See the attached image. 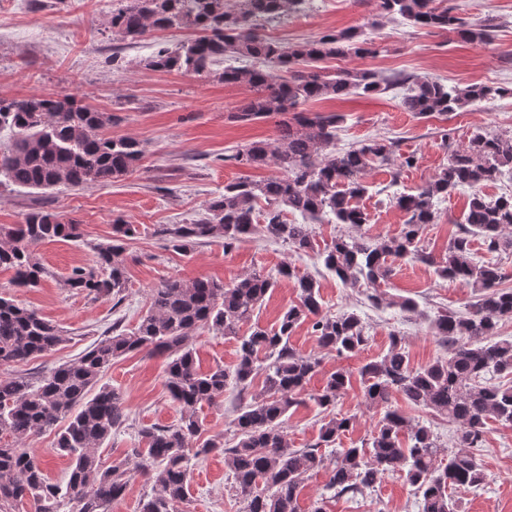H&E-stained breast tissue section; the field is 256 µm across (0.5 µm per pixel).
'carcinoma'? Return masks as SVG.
<instances>
[{"instance_id": "cac0c4a2", "label": "carcinoma", "mask_w": 512, "mask_h": 512, "mask_svg": "<svg viewBox=\"0 0 512 512\" xmlns=\"http://www.w3.org/2000/svg\"><path fill=\"white\" fill-rule=\"evenodd\" d=\"M304 0H116L108 24L112 34L136 39L151 30L188 29L196 37L174 48L161 47L149 60L160 71L187 75L211 73L224 56L269 63L289 74L275 80L263 68L226 67L219 78L248 86L252 96L233 114L238 121L281 115L273 139L253 142L232 160L254 168L275 166L278 175L259 182L224 185L206 215L193 224H172L161 229L171 247L183 254L211 238L224 247L252 234L256 204L264 200V235L288 244L296 252L314 251L324 266L345 284L360 281L373 288L375 306L386 301L381 290L396 258L425 260L439 277L459 280L475 289L476 300L464 314L448 311L433 320L446 354L415 369L398 336L390 334L387 352L358 370L365 401L386 409L371 437L348 448L336 441L354 423L351 417L332 418L319 429L317 441L306 448L288 446L284 430L291 408L304 402L305 385L318 373L316 358L296 354L288 346L294 330L311 320L319 344L338 354H355L369 343L366 327L355 313H322L319 286L291 266L278 270L294 281L296 304L277 327L252 322L256 309L276 281L250 272L225 284L199 278L163 281L150 290V306L129 332L117 330L65 361L32 383L23 375L11 376L8 367L28 362L66 341L64 331L39 315L0 297V506L26 503L30 512H105L107 504L124 495L130 470L124 459L107 468L100 450L112 433L122 428L128 413L120 392L102 382L112 361L146 351L166 359L165 386L180 407L177 423L144 427L142 447L132 449L136 473L153 482L155 492L141 504V512H181L191 480L188 448L199 438L202 405L224 402L229 385L244 394L259 371L265 372L262 389L239 405L234 419L238 443L224 447L217 438L199 446L194 457L221 451L244 505L243 512H298V496L305 478L326 469L328 489L337 495L362 494L379 478L399 472L421 496V512H458L455 493L483 483L484 473L474 449L485 441L491 418L512 424V385L493 379L512 377V341L492 342L498 323L512 317V289L500 287L505 277L498 262L475 256L472 238L482 240L490 253L512 250V195L488 201L479 193L486 182L512 172V136L478 130L466 146L450 150L448 162L415 192L393 198L407 219L399 235L373 242L362 235L334 238L317 247L314 221L333 216L338 224L361 229L368 223L359 200L368 194L366 175L393 160L395 141L371 139L348 149L336 145V128L343 121L335 113L310 114L300 107L312 100L335 98L357 90L365 95L395 83L409 85L401 107L420 117L446 116L464 105L503 97L507 90L486 84L448 88L436 80L402 75L378 81L367 70L330 73L317 66L326 58L348 53H376L373 41L348 29L305 41L288 49L259 31V20L301 8ZM432 0H379L390 15L424 28L448 30L469 43L492 38V19L465 22ZM113 115L80 105L68 96L0 98V130L11 133L0 150V176L12 185L35 190L58 186L106 183L136 171L145 156L142 143L110 131ZM469 187L468 211L448 252L435 258L420 248L426 225L434 220V199L459 187ZM297 213L308 223L290 222L284 212ZM112 242L96 246L97 265L76 267L64 285L95 298L120 296L126 289L123 239L135 234L132 224L113 225ZM80 225L63 221L48 211H33L21 224L0 225V267L14 270L15 283L35 288L45 269L33 259L32 247L46 240H79ZM249 333L240 334L243 325ZM207 328L238 340V362L233 372L216 366L202 372L196 365L189 338ZM351 385L343 370L330 373L322 390L310 396L319 407L336 404ZM399 397L424 406L458 425L457 451L448 463L439 459L438 437L431 427L389 406ZM54 433V448L71 460L65 483L52 482L42 459L29 450L28 441Z\"/></svg>"}]
</instances>
